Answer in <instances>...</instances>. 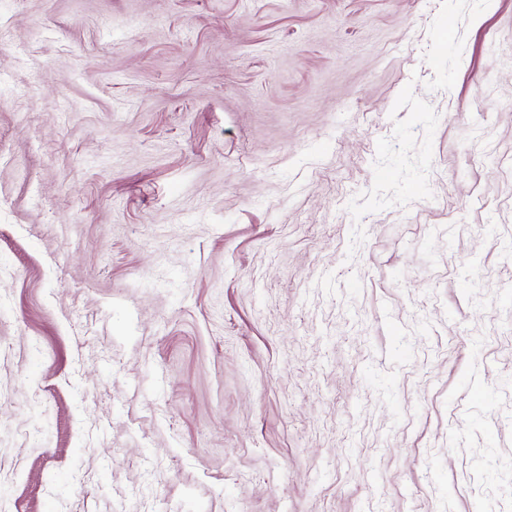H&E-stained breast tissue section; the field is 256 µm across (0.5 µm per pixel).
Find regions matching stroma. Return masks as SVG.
Masks as SVG:
<instances>
[{"label": "stroma", "instance_id": "35a3bbf8", "mask_svg": "<svg viewBox=\"0 0 512 512\" xmlns=\"http://www.w3.org/2000/svg\"><path fill=\"white\" fill-rule=\"evenodd\" d=\"M0 29V512H512V0Z\"/></svg>", "mask_w": 512, "mask_h": 512}]
</instances>
